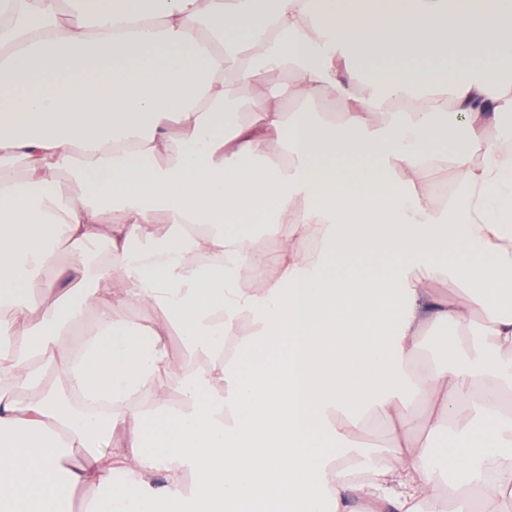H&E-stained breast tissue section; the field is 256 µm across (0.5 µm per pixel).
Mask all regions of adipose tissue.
Listing matches in <instances>:
<instances>
[{
	"label": "adipose tissue",
	"instance_id": "1",
	"mask_svg": "<svg viewBox=\"0 0 512 512\" xmlns=\"http://www.w3.org/2000/svg\"><path fill=\"white\" fill-rule=\"evenodd\" d=\"M122 2L0 0V512H66L80 487L93 512H512V19ZM421 85L470 150L433 151L447 121L399 108ZM461 252L495 274L436 262ZM451 273L467 301L437 289ZM475 310L454 362L412 371L428 327Z\"/></svg>",
	"mask_w": 512,
	"mask_h": 512
}]
</instances>
